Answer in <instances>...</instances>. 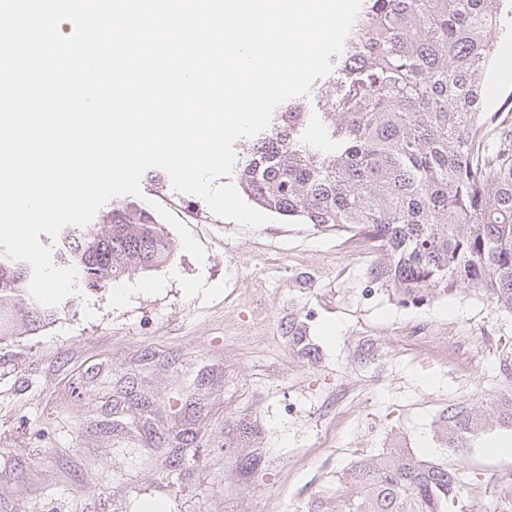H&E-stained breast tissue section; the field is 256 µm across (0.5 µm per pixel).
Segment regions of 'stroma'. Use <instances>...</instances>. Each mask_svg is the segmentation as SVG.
Listing matches in <instances>:
<instances>
[{
  "label": "stroma",
  "mask_w": 512,
  "mask_h": 512,
  "mask_svg": "<svg viewBox=\"0 0 512 512\" xmlns=\"http://www.w3.org/2000/svg\"><path fill=\"white\" fill-rule=\"evenodd\" d=\"M512 29L486 78L512 108ZM169 266L81 290L42 331L0 344V512H336L360 459L389 448L454 468L448 512H512L489 473L512 454L497 400L512 391V315L484 290L403 300L360 265L362 237L276 217L246 228L148 169ZM439 336L463 352L426 350ZM482 415L480 439L443 445L449 405Z\"/></svg>",
  "instance_id": "35a3bbf8"
}]
</instances>
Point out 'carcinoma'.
Returning <instances> with one entry per match:
<instances>
[{"instance_id": "carcinoma-1", "label": "carcinoma", "mask_w": 512, "mask_h": 512, "mask_svg": "<svg viewBox=\"0 0 512 512\" xmlns=\"http://www.w3.org/2000/svg\"><path fill=\"white\" fill-rule=\"evenodd\" d=\"M509 0H363L332 70L279 104L236 164L248 199L277 214L361 235L384 258L374 277L420 299L482 288L512 314V117L489 112L483 85ZM56 257L87 290L166 266L157 218L114 205L104 230L63 229ZM31 267L0 251V342L60 310L28 294ZM452 407L448 445L481 434ZM344 512H446L457 472L389 448L358 462Z\"/></svg>"}]
</instances>
